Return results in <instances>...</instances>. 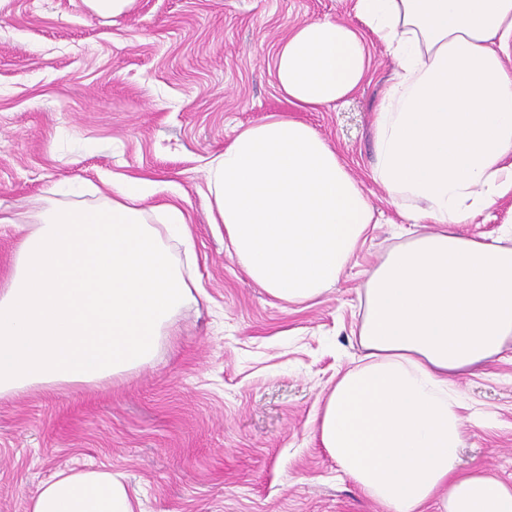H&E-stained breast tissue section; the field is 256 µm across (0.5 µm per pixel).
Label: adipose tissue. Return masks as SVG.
Listing matches in <instances>:
<instances>
[{
	"label": "adipose tissue",
	"instance_id": "ef3b65f1",
	"mask_svg": "<svg viewBox=\"0 0 512 512\" xmlns=\"http://www.w3.org/2000/svg\"><path fill=\"white\" fill-rule=\"evenodd\" d=\"M396 64L374 121V179L423 232L388 250L364 288L361 364L325 398L323 448L384 512H512V486L459 468L466 405L453 378L512 341V247L453 232L512 191V0H355ZM288 103L310 111L370 76L361 33L309 20L273 58ZM212 223L247 275L304 304L336 286L371 231L368 196L312 126L275 114L206 164ZM99 202L57 185L0 280V400L101 387L154 360L193 299L173 240L183 209L113 180ZM107 467L65 468L27 512H137Z\"/></svg>",
	"mask_w": 512,
	"mask_h": 512
}]
</instances>
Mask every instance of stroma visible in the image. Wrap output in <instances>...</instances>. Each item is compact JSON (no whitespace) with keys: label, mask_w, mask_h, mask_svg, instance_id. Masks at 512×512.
<instances>
[{"label":"stroma","mask_w":512,"mask_h":512,"mask_svg":"<svg viewBox=\"0 0 512 512\" xmlns=\"http://www.w3.org/2000/svg\"><path fill=\"white\" fill-rule=\"evenodd\" d=\"M323 18L361 29L371 80L305 112L281 96L273 57L290 28ZM395 69L353 0H136L116 19L83 0H12L0 13V210H27L63 180L82 181L88 202L115 175L150 182L148 205L173 202L188 216L178 253L197 280L151 365L107 388L0 401V512H27L59 469L102 465L142 512H383L317 428L337 376L364 355L352 331L366 275L411 230L371 176L375 112ZM271 114L314 127L377 220L309 307L250 280L207 216V160ZM455 383L480 413L465 423L460 468L512 486V345Z\"/></svg>","instance_id":"35a3bbf8"}]
</instances>
